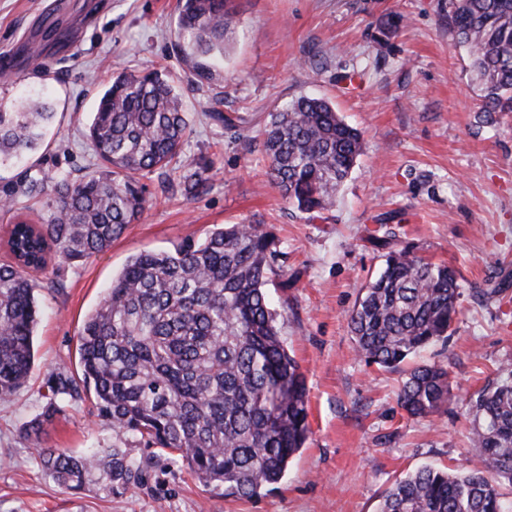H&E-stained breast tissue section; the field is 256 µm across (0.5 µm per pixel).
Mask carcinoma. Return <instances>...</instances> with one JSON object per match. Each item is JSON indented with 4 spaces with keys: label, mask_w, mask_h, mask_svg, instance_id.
Masks as SVG:
<instances>
[{
    "label": "carcinoma",
    "mask_w": 512,
    "mask_h": 512,
    "mask_svg": "<svg viewBox=\"0 0 512 512\" xmlns=\"http://www.w3.org/2000/svg\"><path fill=\"white\" fill-rule=\"evenodd\" d=\"M230 0H179L178 29L195 58L224 55L232 39ZM448 29L469 50L483 86L481 112H512V0H448ZM55 113L39 102L0 111V167L35 153ZM190 129L181 94L155 72H125L99 96L87 137L99 169L78 179L45 172L26 192L53 183L55 210L40 224L18 221L0 263V399L25 386L33 370L39 319L32 274L53 258L79 263L112 246L145 210L141 179L167 173ZM362 132L325 98L300 96L268 113L263 146L282 196L313 215L334 204L355 166ZM187 194L204 191L209 167L181 168ZM389 249L349 316L356 353L369 365L402 373L398 402L412 418L447 412L448 366L409 359L448 340L459 313L456 272L408 247L396 233L372 237ZM279 241L262 224H226L174 251H143L112 279L79 336L81 376L52 377L57 408L94 395L97 416L115 441L93 455L40 449L59 484L77 489L89 475L112 488L144 485L157 448L203 486L251 499L282 481L310 430L306 375L281 335L284 314L266 291L277 274ZM471 444L481 466L467 473L423 466L384 495L378 512H512V370L470 400Z\"/></svg>",
    "instance_id": "cac0c4a2"
}]
</instances>
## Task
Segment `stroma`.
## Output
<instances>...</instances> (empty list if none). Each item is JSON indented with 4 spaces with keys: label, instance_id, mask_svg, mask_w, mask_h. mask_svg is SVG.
<instances>
[{
    "label": "stroma",
    "instance_id": "stroma-1",
    "mask_svg": "<svg viewBox=\"0 0 512 512\" xmlns=\"http://www.w3.org/2000/svg\"><path fill=\"white\" fill-rule=\"evenodd\" d=\"M236 36L211 79L186 65L178 0H0V107L49 102L55 119L29 159L0 169V239L13 216L49 219L53 190L21 191L39 169L79 177L98 161L85 136L104 86L123 71H159L183 92L190 131L181 158L210 167L206 191L189 197L178 174L145 181L139 222L86 261H52L36 274L41 308L27 385L0 400V512H377L391 486L425 465L479 467L467 439V402L512 367V114L486 122L467 49L448 31L444 0H233ZM403 22L380 41L381 20ZM70 32L58 47L47 27ZM358 71L352 84L337 82ZM331 101L363 133V153L333 206L309 220L267 177L261 127L268 113L302 96ZM220 111L238 127L212 121ZM400 225V245L455 268L459 314L424 352L446 364L456 397L446 414L411 419L397 402L399 375L354 352L347 317L380 271L370 236ZM260 223L281 241L267 285L287 306L282 334L307 376L309 438L277 489L253 499L203 487L160 460L136 490L89 481L58 485L38 451L86 454L112 444L92 395L49 414L52 374L80 376L78 336L86 315L127 260L171 251L225 224ZM494 297H487L489 289ZM43 419L39 436L27 435Z\"/></svg>",
    "mask_w": 512,
    "mask_h": 512
}]
</instances>
